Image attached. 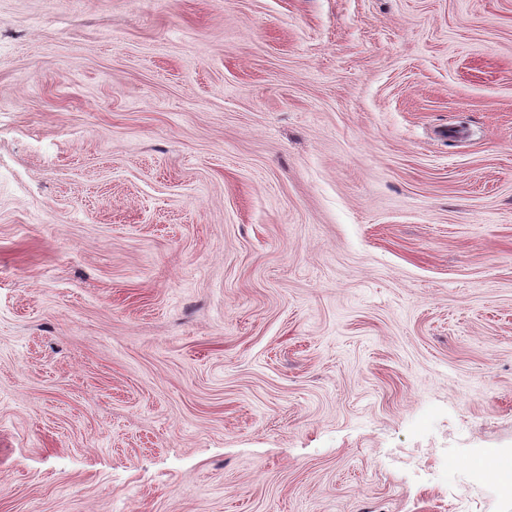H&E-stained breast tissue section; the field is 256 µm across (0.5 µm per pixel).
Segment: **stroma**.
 I'll return each instance as SVG.
<instances>
[{
  "instance_id": "1",
  "label": "stroma",
  "mask_w": 512,
  "mask_h": 512,
  "mask_svg": "<svg viewBox=\"0 0 512 512\" xmlns=\"http://www.w3.org/2000/svg\"><path fill=\"white\" fill-rule=\"evenodd\" d=\"M512 0H0V512H512Z\"/></svg>"
}]
</instances>
